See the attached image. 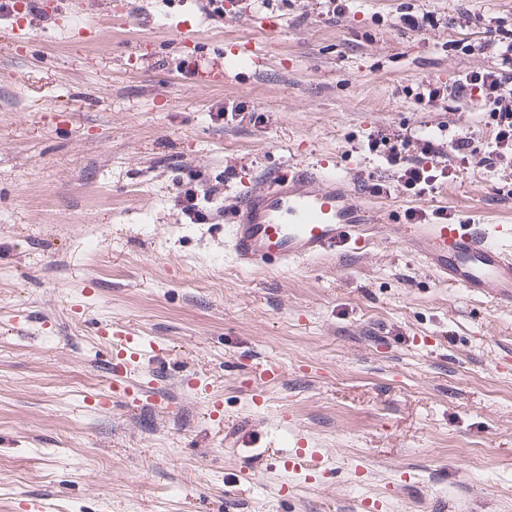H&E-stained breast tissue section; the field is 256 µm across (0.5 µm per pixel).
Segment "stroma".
I'll use <instances>...</instances> for the list:
<instances>
[{"label": "stroma", "mask_w": 512, "mask_h": 512, "mask_svg": "<svg viewBox=\"0 0 512 512\" xmlns=\"http://www.w3.org/2000/svg\"><path fill=\"white\" fill-rule=\"evenodd\" d=\"M68 0L30 41L0 37V512H512V304L439 281L385 234L355 254L239 269L224 208L264 174L328 161L391 223L446 208L512 225V158L485 165L496 123L480 95L416 101L425 81L494 68L479 43L512 0ZM404 13L439 26L404 27ZM99 22L73 37L74 15ZM182 22L185 44L171 25ZM251 41L261 67L200 86ZM446 143L468 162L406 189L378 132ZM216 190L193 224L187 168ZM97 322L158 340L162 363L107 370ZM282 368L252 385L268 361ZM206 386L194 394L191 385ZM168 411H148L146 390ZM252 421L225 443L208 418ZM317 479L280 462L295 437Z\"/></svg>", "instance_id": "obj_1"}]
</instances>
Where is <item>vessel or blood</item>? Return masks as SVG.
<instances>
[{
    "label": "vessel or blood",
    "instance_id": "obj_1",
    "mask_svg": "<svg viewBox=\"0 0 512 512\" xmlns=\"http://www.w3.org/2000/svg\"><path fill=\"white\" fill-rule=\"evenodd\" d=\"M360 188L344 178L288 168L268 173L261 188L235 196L226 217L228 249L244 269H280L340 250H356L379 227L380 218L358 201ZM393 239L421 256L449 286L473 297L512 302L511 225L487 227L466 221L393 224ZM115 373H129L137 359L160 355L157 341L122 323L105 330ZM291 468L313 471L316 451L294 442L285 458Z\"/></svg>",
    "mask_w": 512,
    "mask_h": 512
}]
</instances>
